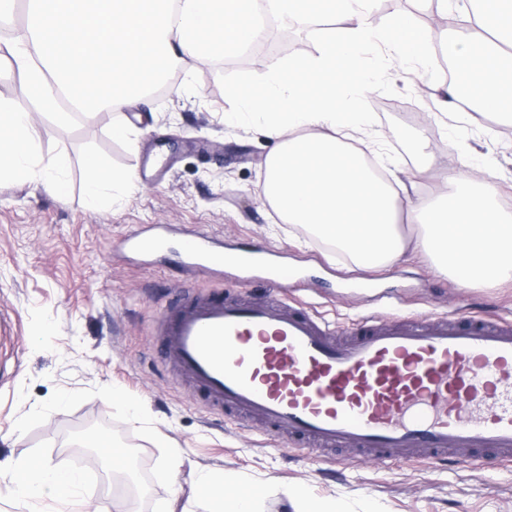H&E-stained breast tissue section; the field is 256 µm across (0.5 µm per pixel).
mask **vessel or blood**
I'll use <instances>...</instances> for the list:
<instances>
[{
  "label": "vessel or blood",
  "mask_w": 512,
  "mask_h": 512,
  "mask_svg": "<svg viewBox=\"0 0 512 512\" xmlns=\"http://www.w3.org/2000/svg\"><path fill=\"white\" fill-rule=\"evenodd\" d=\"M186 266L288 269L190 237ZM167 366L213 408L312 451L401 462L512 461V320L457 312L341 328L306 305L201 292L159 321Z\"/></svg>",
  "instance_id": "b4317fda"
}]
</instances>
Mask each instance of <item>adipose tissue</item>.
Masks as SVG:
<instances>
[{"label": "adipose tissue", "mask_w": 512, "mask_h": 512, "mask_svg": "<svg viewBox=\"0 0 512 512\" xmlns=\"http://www.w3.org/2000/svg\"><path fill=\"white\" fill-rule=\"evenodd\" d=\"M375 0H265V10L288 20L312 21L331 11L338 25L323 28L311 49L269 67L261 96L237 95V121L260 120L272 148L263 192L279 218L300 224L346 255L375 268L398 262L408 246L431 256L439 272L469 287L512 280V211L498 201L489 168L468 167L445 176L433 201L393 188V162L367 165L356 134L370 133L374 119L367 93L379 88L389 65L430 77L428 55L439 49L462 63L478 93L464 97L457 83L444 87V103H465L471 121L491 117L512 123V0H468L458 26L437 31L414 12H393L372 32ZM252 0H0V23L25 9L27 21L0 47V62L18 70L37 109L19 110L0 96V177L40 181L54 196L68 195L69 161L41 164L39 119L64 121L70 112H123L131 97L160 82L186 59L206 62L234 55L256 42L262 28ZM352 97L337 108L340 97ZM90 205L114 197L135 180L109 168L96 154L83 162ZM418 225L406 241L400 223ZM25 494L73 498L80 473L27 465ZM231 472L204 476L210 512H259L257 493L227 495Z\"/></svg>", "instance_id": "ef3b65f1"}]
</instances>
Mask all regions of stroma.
Masks as SVG:
<instances>
[{
	"label": "stroma",
	"mask_w": 512,
	"mask_h": 512,
	"mask_svg": "<svg viewBox=\"0 0 512 512\" xmlns=\"http://www.w3.org/2000/svg\"><path fill=\"white\" fill-rule=\"evenodd\" d=\"M264 28L239 56L188 63L163 91L126 109L138 131L134 141L113 139L115 115L106 109L64 125L46 119L38 153L46 163L67 156V197L0 178V512H85L87 504L115 500L124 512H163L176 457L185 484L236 473L237 491H262L261 512H299L292 488L335 500L340 512H512V462L437 467L361 455L338 464L226 419L164 363L155 331L162 310L233 283L271 296L297 290L338 325L370 313L387 320L457 310L512 318V282L465 288L411 251L393 265L363 270L304 226L280 221L262 193L269 143L260 125L224 116L235 110L237 90L262 93L269 66L312 44L316 31L271 15ZM445 79L438 62L431 83L398 71L367 94L375 128L385 135L383 157L415 169L420 156L402 135L415 126L437 146L423 195L441 192V174L477 152L495 168L503 198L512 197V125L465 127L454 108L431 114V86ZM90 152L136 175L122 197L98 208L84 194ZM160 230L169 252L129 250L128 239ZM198 232L227 250L276 253L301 280L269 285L227 267L177 265L179 243ZM116 390L128 405L113 402ZM100 429L126 451L124 470L109 471L96 463V449L85 448ZM33 458L83 472L79 495L64 503L21 494Z\"/></svg>",
	"instance_id": "1"
}]
</instances>
